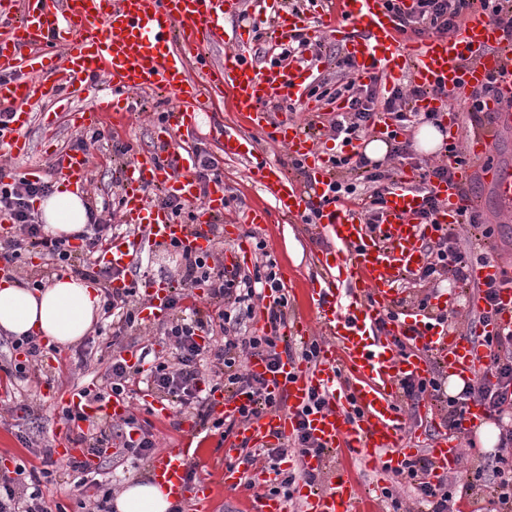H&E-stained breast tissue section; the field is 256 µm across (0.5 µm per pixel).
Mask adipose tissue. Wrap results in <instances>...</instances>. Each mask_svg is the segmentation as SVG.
Returning a JSON list of instances; mask_svg holds the SVG:
<instances>
[{
    "instance_id": "adipose-tissue-1",
    "label": "adipose tissue",
    "mask_w": 512,
    "mask_h": 512,
    "mask_svg": "<svg viewBox=\"0 0 512 512\" xmlns=\"http://www.w3.org/2000/svg\"><path fill=\"white\" fill-rule=\"evenodd\" d=\"M46 234L70 237L90 221L88 204L65 185L37 203ZM100 310V293L93 284L69 275L30 289L14 280H0V330L21 337L32 335L46 347L79 342L90 331ZM116 512H169L172 496L156 480H129L114 501Z\"/></svg>"
}]
</instances>
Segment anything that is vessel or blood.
<instances>
[{"instance_id":"obj_1","label":"vessel or blood","mask_w":512,"mask_h":512,"mask_svg":"<svg viewBox=\"0 0 512 512\" xmlns=\"http://www.w3.org/2000/svg\"><path fill=\"white\" fill-rule=\"evenodd\" d=\"M239 0H22L20 19L0 31V105L11 110L9 136L0 145L11 152L25 148L18 132L29 121L31 106L62 92L92 93L90 110L72 114L74 126L115 129L127 121L125 96L151 92L172 97L158 135L163 152L127 165L122 172V209L134 236L116 238L103 251L104 265L123 269L136 260L147 245L178 242L192 252L212 246L209 224L224 211V185L215 183L200 196L191 173L189 156L173 145L174 134L191 129L197 111L205 109L216 87H224L232 107L252 127L264 125L268 104L294 101L307 104L309 76L291 64L262 67L240 50L226 51L215 75L196 80L189 65L205 45L225 41L224 21L237 10ZM343 42L355 77L376 74L399 77L413 71L422 85H444L458 100L455 117H462V98L468 88L496 77L500 102L490 103L496 122L512 125V64L502 51L503 32L482 14H475L450 35L428 37L410 45L400 31L387 0H328L317 24L290 11L277 15L268 28L267 40L283 43L298 33ZM106 78L113 95H94V81ZM278 139L300 157L309 160L307 185L297 184L280 164L260 156L253 143L236 131L218 128L215 136L225 156L249 160L250 172L263 194L272 199L281 220L314 214L316 224L336 240L334 250H319L312 257L316 275L304 291L301 315L287 325L286 334L305 339L309 320H317L329 332L317 366L296 358L283 359L280 370L267 374L262 359L253 358L248 368L266 374L272 397L286 398L287 409L264 413L225 440L228 448L241 442L253 445L293 435L294 413L305 406L311 390L324 392L328 403L307 417L308 430L324 448L352 451L366 461L389 452L392 466L411 455L404 445V416L398 406L403 379H426L433 366L453 370L471 382L486 370L488 351L469 337L432 323L428 312L399 306L400 283L423 266L426 237L433 226L417 223L422 199L406 183H399L386 197L384 222L369 233L353 206L327 202L334 180L314 141L293 124L277 127ZM492 149L489 135L472 138L466 165L457 170L465 182L472 167L480 165ZM58 168L76 188L87 179L88 160L82 154H64ZM501 203L512 208V172L487 170ZM157 187L180 200L197 202V221L181 224L169 212L146 202V188ZM473 282L495 281L496 311L482 331L496 335L512 329V274L497 259L472 265ZM405 349H398L397 341ZM59 399L71 408L113 419L128 412L125 401L111 397L85 404L77 390L60 391ZM205 441L195 423H188L176 444L152 462L155 477L168 484L180 499L194 500L200 512H210L221 491H233L241 482L232 466L221 469L223 483L193 484L186 478L190 459L201 456ZM459 439L442 436L431 455L433 477H443L458 460ZM304 512H374L372 491L358 490L348 476L338 475L329 489L302 486Z\"/></svg>"}]
</instances>
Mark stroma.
<instances>
[{
	"mask_svg": "<svg viewBox=\"0 0 512 512\" xmlns=\"http://www.w3.org/2000/svg\"><path fill=\"white\" fill-rule=\"evenodd\" d=\"M214 104L199 112L195 128L187 133L176 135L175 140L185 149L200 145L220 160L221 176L224 180V222L231 233L225 239V249H233L236 242L256 246L265 242L266 249L278 267L289 268L293 273L295 288H302L312 276L310 263L312 251L333 247V240L316 228L306 227L304 221L292 223L252 224L247 220L249 211L260 201L257 187L248 177L249 163L244 159L224 157L221 144L213 136L216 126L240 127L241 122L232 112L224 91L213 93ZM129 118L119 135L122 140L134 145L138 156L153 153L157 144L158 116L169 112L175 105L173 99L157 97L141 92L128 96ZM89 97L64 95L60 100L36 105L31 111L30 120L20 135L28 144L25 155L7 154L6 159L13 174L19 177L38 173L39 177L60 183L61 176L54 166L58 155L72 152L82 132L68 121L74 111L88 109ZM89 167L94 172V182L81 190L80 195L88 204L110 199V168L122 165V158L116 157L109 146L92 148ZM469 189L472 198L482 214V222L476 226L457 227L463 249L473 254L490 253L499 261L512 266V211L499 206L492 184L485 178L471 180ZM160 321L146 320L142 325L127 330L120 339L125 353H137L142 346H150L154 355L173 358L174 349L166 336L160 332ZM112 329L104 319H97L89 332L79 343L65 348L64 352L46 350L43 358L40 383L26 384L15 382L14 386H0V400L10 399L16 413L10 424L0 425V473L14 471L19 464H37L35 449L48 448L52 451L53 462L49 466L51 476L44 490L50 508H62L63 512H82L79 502L92 495V486L77 483L76 474L65 471L63 456L58 451V432L63 425L60 403L49 401L50 387L71 388L82 382L86 372L95 375L96 387L101 393H109L110 380L108 367L112 350ZM87 360V370H79L80 360ZM33 438L35 448H27L26 438ZM325 466L321 472L319 487H327L337 471L348 470L360 487H387L394 496L400 498L407 507H414V494L407 484L398 483L396 477L384 470L370 471L357 459L342 461L336 454L324 457Z\"/></svg>",
	"mask_w": 512,
	"mask_h": 512,
	"instance_id": "obj_1",
	"label": "stroma"
}]
</instances>
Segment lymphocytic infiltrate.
I'll list each match as a JSON object with an SVG mask.
<instances>
[{"label": "lymphocytic infiltrate", "mask_w": 512, "mask_h": 512, "mask_svg": "<svg viewBox=\"0 0 512 512\" xmlns=\"http://www.w3.org/2000/svg\"><path fill=\"white\" fill-rule=\"evenodd\" d=\"M388 7L397 15L402 29L422 36L427 33L445 34L454 31L469 15L480 12L487 15L503 31L504 38L512 42V0H416L413 9H405L402 0H387ZM338 68L348 80L336 89L312 86L309 94L317 99L342 103V111L329 120V137L348 147V154H336L331 159L333 168L347 170L349 177L334 180L331 190L335 200L350 201L360 208V215L370 228H377L384 217L385 198L396 187L397 181L381 163H370L351 145L362 139L374 123L376 112L390 115L397 129L409 132L415 125L434 122L437 115L422 111L418 103L423 98L447 97L443 85L428 88L406 80L386 88L378 76L362 82L352 78V63L341 58ZM450 160L425 170L421 175L419 194L423 200L416 218L419 223L438 227L435 238L426 242V262L408 281L415 293L412 304L428 309L441 285L468 290L469 269L473 264L467 252L462 251L458 236L450 228L437 224V215L443 203L434 191L435 183H452L456 166L465 164L456 143L445 147ZM52 181L26 177L10 179L5 164L0 163V215L10 222V230L0 236V268L9 278L25 272V257L36 253L59 268L79 258L78 275L100 284L103 294V316L110 319L114 336L120 337L140 321L137 301L139 268L113 269L104 266L100 255L112 239L128 236L123 225L111 223L101 215H92L82 232L80 246H72L68 239L52 238L43 231L34 208L37 199L50 195ZM212 247L204 253L182 249L179 243L168 244L167 250L179 264L177 288L170 295L168 308L174 316L169 319L163 334L172 343L176 355L173 361H160L151 366L150 383L158 394L171 398L180 407L190 409L195 423L213 426L222 436H230L239 428L270 409L279 408V401L266 392L263 377L238 369L240 357L258 356L267 363L269 371H277L282 356H294L308 364L319 361L318 342L280 345L276 329L287 319L288 296L285 285L275 270L272 260L255 263L252 272L227 271L224 267L219 224H211ZM125 280L126 288H114L116 280ZM205 286L218 307L216 319H204L199 310L189 305L190 288ZM262 311L271 328L263 336H246L241 332L244 318ZM488 350L487 372L480 378L464 384L457 395H449L439 373L430 378H408L402 381L405 397L420 401L430 397L443 413V422L449 433H462L465 407L469 401L482 402L490 419L499 429L494 454L480 457L468 480L455 476L431 479L433 462L429 455L418 454L395 469V476L404 479L414 490L421 512H455V507L474 490L487 491L501 512H512V330L495 336L483 337ZM210 357L214 383L204 388L198 364L202 357ZM226 390L230 396H246L247 405L235 417H213L207 399L208 390ZM327 403L325 394L311 391L307 404L295 411V433L287 444L277 447L247 449L244 459L254 462L266 458L268 469L274 474L270 481V495L292 497L298 483L317 484L318 475L311 471L295 472L282 468L289 449L299 455L323 456L307 429V417ZM63 418L75 432L78 442L87 444L90 457H103L104 446L112 437L114 428L126 429L128 440L123 452L135 460L149 459L156 447L151 423H140L135 414L121 421L91 416L71 408H63ZM0 512H51L40 487L36 469L18 466L14 475H0Z\"/></svg>", "instance_id": "f902f5d3"}]
</instances>
